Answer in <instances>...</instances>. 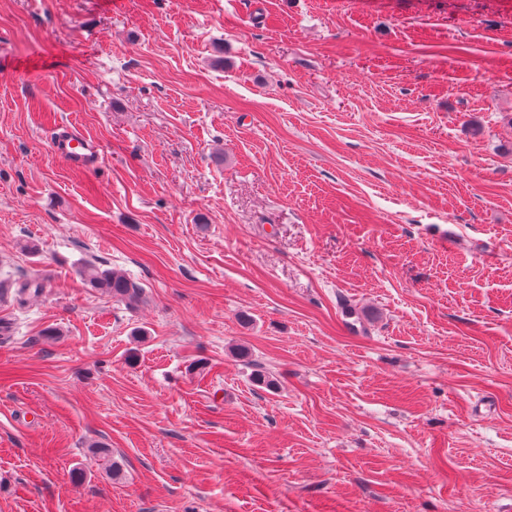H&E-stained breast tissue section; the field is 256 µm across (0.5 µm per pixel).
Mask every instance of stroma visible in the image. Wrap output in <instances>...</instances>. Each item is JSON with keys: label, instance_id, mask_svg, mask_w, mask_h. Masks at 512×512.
I'll return each mask as SVG.
<instances>
[{"label": "stroma", "instance_id": "35a3bbf8", "mask_svg": "<svg viewBox=\"0 0 512 512\" xmlns=\"http://www.w3.org/2000/svg\"><path fill=\"white\" fill-rule=\"evenodd\" d=\"M0 277V512H512V0H0ZM51 148L58 158L76 169L93 170L101 162L99 144L72 126H62L56 130ZM81 279L93 288H100L113 299L133 308L143 299V289L125 274L116 270H101L94 263H85L78 269Z\"/></svg>", "mask_w": 512, "mask_h": 512}]
</instances>
